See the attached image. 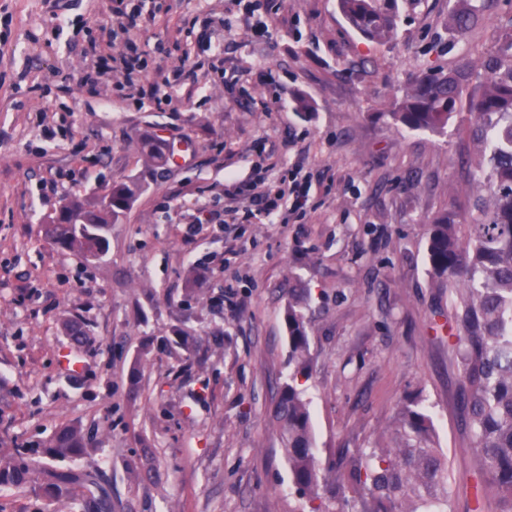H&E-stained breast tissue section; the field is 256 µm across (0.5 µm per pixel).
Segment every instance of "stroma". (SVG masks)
Instances as JSON below:
<instances>
[{
	"mask_svg": "<svg viewBox=\"0 0 512 512\" xmlns=\"http://www.w3.org/2000/svg\"><path fill=\"white\" fill-rule=\"evenodd\" d=\"M267 2L151 0L152 16L112 36V0H0V441L97 424L104 444L89 461L111 477L115 512H303L268 419L293 371L285 316L297 303L322 464L369 447L418 393L453 512H498L496 498L475 502L448 287L427 252L429 219L467 206L481 162L458 131L469 114L410 131L379 111L418 70L488 51L512 26V0H486L463 37L448 22L457 0H398L384 43L364 41L336 0H275L272 15ZM104 57L102 83L91 74ZM131 57L138 66L123 67ZM159 70L180 79L161 111L131 96ZM145 140L188 149L151 170ZM294 170L312 187L288 223L243 210L209 221L237 187L260 195ZM119 179L142 189L106 255L86 261L43 238L67 200ZM194 267L205 280L189 300ZM71 315L92 345L72 349ZM179 329L195 348L174 344ZM70 351L81 373L62 363ZM133 462L149 479L129 477Z\"/></svg>",
	"mask_w": 512,
	"mask_h": 512,
	"instance_id": "35a3bbf8",
	"label": "stroma"
}]
</instances>
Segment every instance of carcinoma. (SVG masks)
<instances>
[{"label":"carcinoma","mask_w":512,"mask_h":512,"mask_svg":"<svg viewBox=\"0 0 512 512\" xmlns=\"http://www.w3.org/2000/svg\"><path fill=\"white\" fill-rule=\"evenodd\" d=\"M449 15L458 34L469 31L481 10L461 0ZM345 20L364 39L381 42L398 30L397 0H337ZM468 101L463 132L481 149L485 163L469 189L473 212L448 209L429 225L428 256L434 273L448 280L454 309L448 336L461 378L473 449L479 461L477 499L493 494L499 512H512V29L499 33L480 63L460 56L447 69L416 73L402 95L379 116L408 130H443ZM136 181L114 180L92 200L72 198L42 225L57 247L84 260L109 249L107 231L131 208ZM291 382L279 392L273 419L279 429L292 482L310 512H452L448 463L432 419L415 395L397 409L388 436L340 460L332 480L314 451L310 411L300 378L312 363L305 315H286ZM95 436L80 424H64L43 444L44 459L18 444L0 447V487L27 490L40 501H77L82 512H113L112 481L98 467L72 466L94 451Z\"/></svg>","instance_id":"1"}]
</instances>
